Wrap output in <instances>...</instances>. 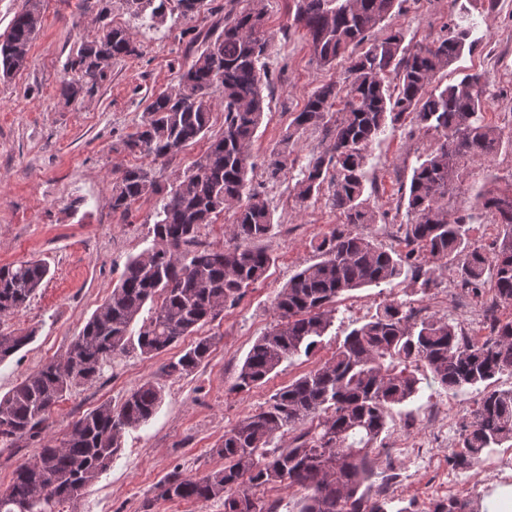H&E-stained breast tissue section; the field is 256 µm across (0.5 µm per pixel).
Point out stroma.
<instances>
[{
  "label": "stroma",
  "instance_id": "stroma-1",
  "mask_svg": "<svg viewBox=\"0 0 512 512\" xmlns=\"http://www.w3.org/2000/svg\"><path fill=\"white\" fill-rule=\"evenodd\" d=\"M209 3L210 11L197 18L172 15L148 27L126 12L122 0H107L112 23L129 30L140 53L114 61L92 93L69 102L60 94L63 65L73 49L95 36L99 5L97 0H41L42 28L31 44L27 68L0 78V265L41 259L50 274L26 308L0 317V333L34 335L32 342L0 362L1 394L47 359L63 357L110 296L128 259L153 246L149 228L155 220L154 199L136 202L127 214L114 213L113 177L143 166L165 186L208 147L203 139L172 162L154 163L124 150L122 142L142 122L151 95L177 86L179 67L187 61L185 30L223 27L224 0ZM265 9V27L276 36L267 61L274 91L252 147L253 186L276 224L273 235L257 246L272 254L275 263L236 306L202 328V335L214 337L215 350L192 374L165 373L167 355L147 358L130 351L114 356L102 378L77 386L54 408L46 436L59 439L80 415L105 402L120 405L143 382L154 383L163 396L154 417L127 432L121 454L84 489L76 512H224L220 500L156 499L155 486L176 467L188 475L219 467L220 459L210 450L225 428L266 408L277 389L330 358L353 324L374 314L383 302L395 300L447 318L477 341L486 335L491 289L477 296L458 288L447 265L439 262L429 290H421L407 276L348 293L309 355L284 361L262 386L235 389L247 352L276 321V295L300 268L315 261L312 241L342 222L326 196L304 209L294 201V185L311 151L328 144L324 129L310 128L294 137L286 176L273 180L265 173L269 153L295 112L315 90L340 75L339 69L317 63L304 28L294 19L291 0H265ZM456 23L473 25L475 45L440 75V84L480 73L487 90L488 123L512 131V0H497L492 7L486 0H399L374 34L400 30L413 47L443 38ZM433 143L432 136L407 120L368 148L367 193L371 206L385 212L386 219L373 226H352V233L405 252L407 217L398 207L401 189L408 185L418 156ZM487 180L499 186L512 182L511 148H500L462 174L448 197L449 216L467 209L474 188ZM479 398L477 388L451 395L427 380L416 399L393 408L379 445L394 463L390 494L413 502L414 512H430L432 503L450 496L474 500L481 512H495L499 502L512 495V472H497L482 461L466 469L448 463L459 424ZM438 406L449 407L447 423L429 421Z\"/></svg>",
  "mask_w": 512,
  "mask_h": 512
}]
</instances>
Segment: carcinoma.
<instances>
[{"label": "carcinoma", "instance_id": "1", "mask_svg": "<svg viewBox=\"0 0 512 512\" xmlns=\"http://www.w3.org/2000/svg\"><path fill=\"white\" fill-rule=\"evenodd\" d=\"M263 0L224 12V29L194 37L202 51L180 74L177 86L151 96L142 123L125 141L132 153L169 161L210 132L214 93L222 95L224 131L211 139L194 165L161 186L152 171L128 168L112 184V212H128L144 197H157L150 232L161 246L131 257L119 283L91 315L65 357L45 363L0 396V447L39 445L34 463L14 470L0 490V512H75L74 504L89 484L106 471L124 448L126 432L156 414L162 395L150 381L131 390L120 406L102 404L74 421L59 441L45 440L53 408L78 385L91 383L118 353L136 350L145 357L166 353L187 336L235 306L258 282L274 259L250 243L273 231V215L252 187L249 174L253 139L265 114L272 81L266 66L275 35L264 29ZM396 0H292L295 19L322 67L344 65L343 77L312 93L295 113L289 130L272 148L267 173H288V151L294 134L328 127L330 144L309 158L295 186V204L305 207L322 189L342 226L313 242L317 261L299 270L278 293L277 322L258 337L238 374L236 388L249 390L271 378L283 361L310 353L335 318L337 299L360 288L379 287L400 278L404 267L427 290L434 271L422 254L450 260L463 288L478 294L491 283L494 301L512 305V184L482 187L469 208L448 219L449 191L469 164L512 146L506 135L485 120L486 89L471 73L441 86L437 75L467 47L472 29L456 24L430 45L404 46L405 35L390 30L371 37L392 12ZM127 13L151 23L166 14L193 17L206 0H123ZM64 63L67 79L61 95L68 101L92 92L115 59L139 54L128 30L107 21ZM39 0H25L6 33L0 35V77L27 68L29 49L41 29ZM366 44L364 51L356 48ZM342 118L330 124L335 105ZM412 117L434 139L417 159L406 203L405 237L409 250H387L345 225L378 223L380 214L366 197V149L388 126ZM233 211L230 235L239 244L214 249L198 241L201 226ZM485 213L500 225L491 249L470 240L474 215ZM49 274L41 261L0 266V316L27 303ZM160 300L138 334L132 325L144 307ZM33 336L0 333V362L31 342ZM213 337H198L173 356L163 369L188 375L205 363ZM512 374V320L492 319L489 336L474 341L440 317L415 319L407 304L379 305L366 322L336 345L332 356L278 389L267 408L245 416L224 430L211 449L223 465L201 476L174 468L157 485L162 500L224 501V512H279L277 500L257 496L267 485L288 484L310 491L299 512H413L400 500L369 496L376 475L375 448L387 428L393 407L420 392L423 375L451 394L484 386L469 418L458 431L459 450L448 463L466 468L494 448L512 447V388L496 387L498 376ZM294 433L286 448L274 439ZM432 512H479L472 500L450 497Z\"/></svg>", "mask_w": 512, "mask_h": 512}]
</instances>
